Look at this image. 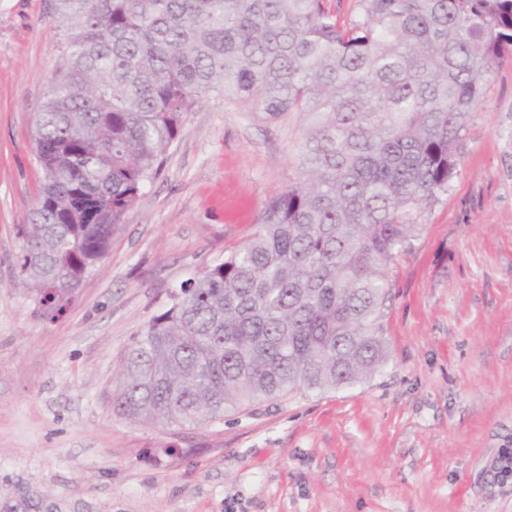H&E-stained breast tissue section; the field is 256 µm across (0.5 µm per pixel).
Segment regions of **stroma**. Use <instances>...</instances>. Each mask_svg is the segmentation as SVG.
Here are the masks:
<instances>
[{
  "label": "stroma",
  "mask_w": 512,
  "mask_h": 512,
  "mask_svg": "<svg viewBox=\"0 0 512 512\" xmlns=\"http://www.w3.org/2000/svg\"><path fill=\"white\" fill-rule=\"evenodd\" d=\"M55 41L54 0H0V512H512V60L388 267L383 366L166 429L113 412L117 365L172 291L253 238L297 178L303 121L202 97L52 320L13 262Z\"/></svg>",
  "instance_id": "obj_1"
}]
</instances>
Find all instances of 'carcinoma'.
<instances>
[{"instance_id":"obj_1","label":"carcinoma","mask_w":512,"mask_h":512,"mask_svg":"<svg viewBox=\"0 0 512 512\" xmlns=\"http://www.w3.org/2000/svg\"><path fill=\"white\" fill-rule=\"evenodd\" d=\"M58 61L16 281L54 317L211 92L306 119L297 180L247 244L184 281L119 364L116 413L204 425L385 362L386 268L447 194L512 0H55Z\"/></svg>"}]
</instances>
